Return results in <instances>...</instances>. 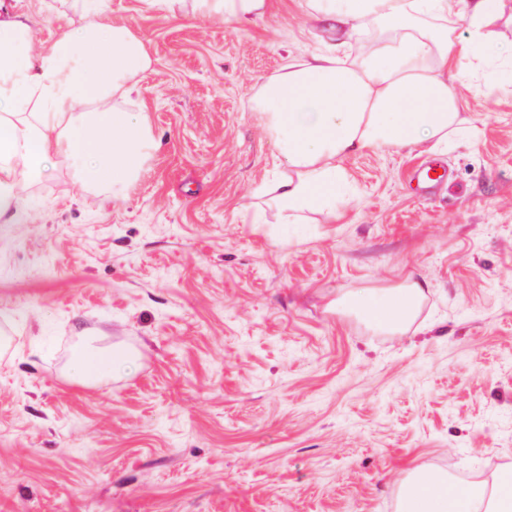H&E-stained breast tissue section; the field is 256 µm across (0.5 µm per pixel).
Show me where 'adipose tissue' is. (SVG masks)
Returning <instances> with one entry per match:
<instances>
[{"mask_svg":"<svg viewBox=\"0 0 512 512\" xmlns=\"http://www.w3.org/2000/svg\"><path fill=\"white\" fill-rule=\"evenodd\" d=\"M511 1L303 0L327 34L324 47L289 61L251 105L288 168L269 189L280 223H299L315 206L335 210L351 153L423 143L444 150L449 139L473 137L454 89L465 79L455 60L486 57L488 29ZM98 3L82 0L83 25L36 55L26 23L0 20V222L14 223L28 183L51 156L76 159V177L89 186L125 185L143 166L149 129L116 103L131 96L151 60L143 41L109 24ZM459 21L467 28L461 42L452 29ZM375 25L391 38L358 50ZM422 296L419 284L405 283L366 294L361 310L399 331ZM406 501V512H512L511 494H489L481 483L457 496L445 482L414 480Z\"/></svg>","mask_w":512,"mask_h":512,"instance_id":"ef3b65f1","label":"adipose tissue"}]
</instances>
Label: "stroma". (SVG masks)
<instances>
[{
	"label": "stroma",
	"instance_id": "obj_1",
	"mask_svg": "<svg viewBox=\"0 0 512 512\" xmlns=\"http://www.w3.org/2000/svg\"><path fill=\"white\" fill-rule=\"evenodd\" d=\"M34 52L83 23L80 0H5ZM240 25L104 0L151 59L122 109L151 147L138 179L83 186L52 158L0 223V512H389L410 471L487 473L512 492V16L494 63L461 58L477 130L345 158L335 212L279 223L258 190L277 149L251 100L321 47L300 0ZM425 291L405 330L340 297ZM111 348L71 377L83 339ZM447 177V168L439 159H432L422 166L414 178L420 184H437L444 181ZM109 363H112V353L81 347L73 355L70 371L79 380L92 382Z\"/></svg>",
	"mask_w": 512,
	"mask_h": 512
}]
</instances>
